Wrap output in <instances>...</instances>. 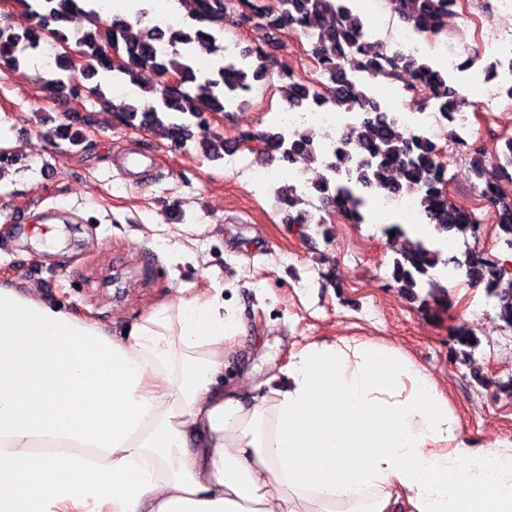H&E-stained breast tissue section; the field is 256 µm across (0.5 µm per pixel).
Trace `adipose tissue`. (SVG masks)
<instances>
[{
    "instance_id": "adipose-tissue-1",
    "label": "adipose tissue",
    "mask_w": 512,
    "mask_h": 512,
    "mask_svg": "<svg viewBox=\"0 0 512 512\" xmlns=\"http://www.w3.org/2000/svg\"><path fill=\"white\" fill-rule=\"evenodd\" d=\"M237 330L215 296L115 332L0 283V512H512V441L398 349L309 343L259 396L224 383Z\"/></svg>"
}]
</instances>
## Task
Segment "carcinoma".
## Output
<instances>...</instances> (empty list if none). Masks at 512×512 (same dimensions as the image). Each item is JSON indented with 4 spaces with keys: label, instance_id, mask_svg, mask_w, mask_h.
I'll list each match as a JSON object with an SVG mask.
<instances>
[{
    "label": "carcinoma",
    "instance_id": "cac0c4a2",
    "mask_svg": "<svg viewBox=\"0 0 512 512\" xmlns=\"http://www.w3.org/2000/svg\"><path fill=\"white\" fill-rule=\"evenodd\" d=\"M27 4L32 25L21 33L0 28V64L8 70L20 65L19 47L53 42L63 48L75 40L78 59L66 51L57 54L56 77L46 81L50 95L66 100L81 90L76 75L90 80L108 74L134 83L140 72L151 69L162 76L175 75L178 86L161 83L152 89L153 101L141 105L121 102L112 110L123 121L144 128L158 138L186 145L193 139L192 128L208 121V116L241 107L247 95L241 89L269 76L275 65L273 54L261 47H244L235 60L224 59V25L258 24L265 29L268 45L281 44L282 34L291 31L307 39V55L317 64L319 78L309 80L292 72L279 74L282 100L298 111L322 107H341L361 113L355 141H345L338 148L336 161L328 168L340 175L333 180L323 177L315 189L318 197L333 200L336 212L351 224L367 223L368 199L377 194L413 193L435 236L418 239L409 250L393 261L391 282L407 297L415 300L420 288L438 287V275L447 268L462 270L467 279L483 286L495 298V313L504 326L512 328V273L492 256L467 251L464 258H448L440 242L451 235L457 239L478 238L483 219L476 212L454 201L446 191V166L440 160L436 142L420 135L402 136L387 115L386 105L377 99L352 74H372L380 78L420 82L435 90L433 107L453 119L468 100L448 72L434 67L401 49L372 48L362 16L353 8V0H182L186 27L166 32L147 20V11L136 13V22L113 18L103 22L95 11L80 7V0H35L37 8ZM400 18L420 33L441 32L448 12L456 0H394ZM82 14L87 26L71 35L67 24ZM217 56L213 70L198 79L191 65L196 50ZM118 57L113 64L107 52ZM254 139L264 143L266 153L275 152L289 164L302 162L310 167L324 164L309 131L287 136L278 128L261 133H244L238 142ZM213 161L230 152L224 139L217 138L204 146ZM470 170L481 185V197L499 228L504 243L512 250V195L504 193L501 179L512 181V173L494 163L489 164L476 152L470 158ZM277 201L288 223L305 234L311 224L322 225L309 210L311 196L299 194L293 185L275 189ZM455 360L470 363L478 344L466 328L457 329Z\"/></svg>",
    "mask_w": 512,
    "mask_h": 512
}]
</instances>
